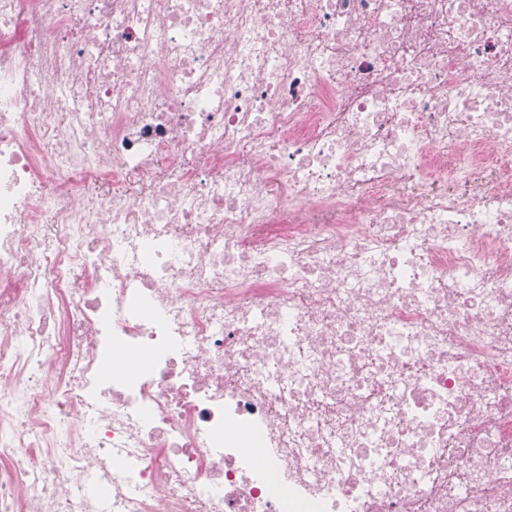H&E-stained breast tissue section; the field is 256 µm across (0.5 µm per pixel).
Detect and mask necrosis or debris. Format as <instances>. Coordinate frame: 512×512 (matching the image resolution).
<instances>
[{
    "mask_svg": "<svg viewBox=\"0 0 512 512\" xmlns=\"http://www.w3.org/2000/svg\"><path fill=\"white\" fill-rule=\"evenodd\" d=\"M0 512H512V0H0Z\"/></svg>",
    "mask_w": 512,
    "mask_h": 512,
    "instance_id": "necrosis-or-debris-1",
    "label": "necrosis or debris"
}]
</instances>
